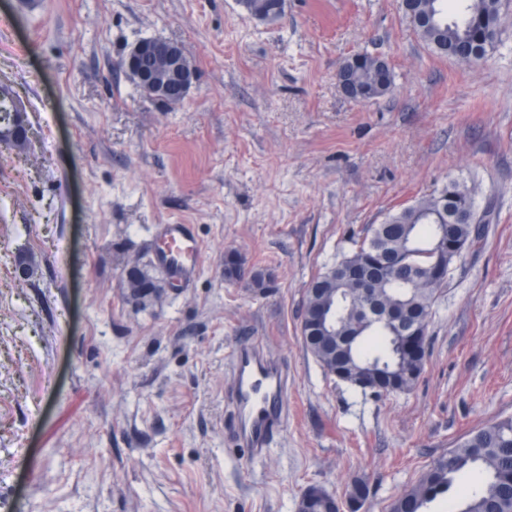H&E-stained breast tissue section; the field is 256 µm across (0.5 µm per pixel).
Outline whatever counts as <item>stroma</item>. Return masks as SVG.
I'll return each mask as SVG.
<instances>
[{
    "mask_svg": "<svg viewBox=\"0 0 512 512\" xmlns=\"http://www.w3.org/2000/svg\"><path fill=\"white\" fill-rule=\"evenodd\" d=\"M0 0V83L26 148L0 144V512H296L311 485L361 512L395 498L474 428L512 416V0L475 63L432 51L401 0ZM182 44L168 105L114 64ZM385 59L360 102L336 74ZM455 179L490 208L451 267L417 383L378 396L307 353L311 278L368 225ZM163 224H190L194 276L145 302L122 286ZM236 251L269 287L224 277ZM27 277L16 273L18 264ZM288 367V422L252 460L232 435V354ZM365 57H369L375 62L377 86L388 90L392 87L390 67L383 58L367 54H355L340 67L336 75L340 89L347 97L353 100H367L370 96L359 82L372 88L375 81V77L369 67L365 66L361 69ZM359 70L360 72L358 73Z\"/></svg>",
    "mask_w": 512,
    "mask_h": 512,
    "instance_id": "obj_1",
    "label": "stroma"
}]
</instances>
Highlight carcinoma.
<instances>
[{
  "label": "carcinoma",
  "instance_id": "carcinoma-1",
  "mask_svg": "<svg viewBox=\"0 0 512 512\" xmlns=\"http://www.w3.org/2000/svg\"><path fill=\"white\" fill-rule=\"evenodd\" d=\"M262 6L261 21H275L284 13L285 0H249ZM442 0H415L418 14H435V24H417L415 29L435 51L452 56L466 51L482 59L496 44L502 27L500 0H467L468 6L454 19L444 16ZM448 211V224H434L436 213ZM476 212L475 198L467 186L450 180L414 204L388 215L385 222L372 224L366 236L347 254L327 266L311 282L303 304L301 335L304 347L320 366L332 373L344 368L358 372L399 377L404 390L418 380L428 350V337H421L417 359L405 353L403 333L369 323L362 304L349 291L346 269L353 262L373 283L383 305L403 320L429 323L433 306L444 282L435 278L438 238H451L472 246L479 239L465 218ZM224 274L230 279L244 275L235 253L224 257ZM331 317L334 336H322L316 328L319 314ZM475 472L477 487L460 501L457 512H512V416L488 422L471 431L463 442L438 459L418 484L398 497L390 512H428L438 498H450L458 475Z\"/></svg>",
  "mask_w": 512,
  "mask_h": 512
}]
</instances>
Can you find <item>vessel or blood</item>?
Returning <instances> with one entry per match:
<instances>
[{"label":"vessel or blood","instance_id":"obj_1","mask_svg":"<svg viewBox=\"0 0 512 512\" xmlns=\"http://www.w3.org/2000/svg\"><path fill=\"white\" fill-rule=\"evenodd\" d=\"M162 261L169 272L190 278L197 270L200 246L189 225L165 224ZM233 388L229 401L236 422V438L252 458H264L275 433L280 431L288 411L283 393L288 368L268 354L258 342L246 340L234 351Z\"/></svg>","mask_w":512,"mask_h":512}]
</instances>
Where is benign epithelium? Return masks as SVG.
Instances as JSON below:
<instances>
[{
	"mask_svg": "<svg viewBox=\"0 0 512 512\" xmlns=\"http://www.w3.org/2000/svg\"><path fill=\"white\" fill-rule=\"evenodd\" d=\"M365 55L355 54L337 72V82L343 93L353 100L369 97L359 82L357 73L364 63ZM377 86L391 89V71L381 57H373ZM115 68L124 72L147 95L161 101L173 92L186 96L195 81L196 71L188 60L180 43L145 39L137 42L129 53L120 59ZM0 101L7 105L8 118L0 122V141L25 145L29 142V128L25 124L21 110L13 96L0 92ZM355 293L361 301L371 294V281L359 271L349 273ZM365 497L362 494L347 495L343 499L327 493L318 486L308 487L300 496L297 512H359Z\"/></svg>",
	"mask_w": 512,
	"mask_h": 512,
	"instance_id": "7a95c632",
	"label": "benign epithelium"
}]
</instances>
